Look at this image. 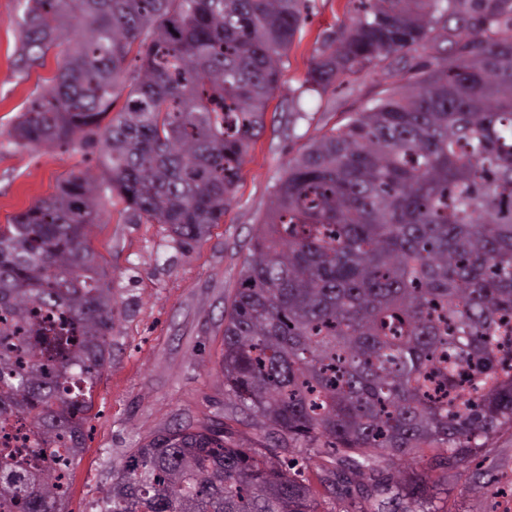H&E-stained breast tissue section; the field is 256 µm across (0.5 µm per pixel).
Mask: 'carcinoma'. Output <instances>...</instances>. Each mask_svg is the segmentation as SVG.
I'll list each match as a JSON object with an SVG mask.
<instances>
[{
  "instance_id": "carcinoma-1",
  "label": "carcinoma",
  "mask_w": 512,
  "mask_h": 512,
  "mask_svg": "<svg viewBox=\"0 0 512 512\" xmlns=\"http://www.w3.org/2000/svg\"><path fill=\"white\" fill-rule=\"evenodd\" d=\"M304 3L22 0L15 70L67 47L12 141L89 131L103 172L69 175L0 225V426L34 436L29 453L0 451L16 512H66L111 362V280L89 228L114 198L186 249L223 222ZM428 44L437 55L404 63ZM387 62L398 80L275 182L224 298L221 372L282 452L322 441L341 455L345 489L382 458L399 466L367 491L370 512H439L434 471L512 427V0H366L302 88L321 97ZM428 451V467L405 465ZM96 509L321 512V497L224 425L189 422L130 449Z\"/></svg>"
}]
</instances>
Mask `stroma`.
<instances>
[{"label": "stroma", "instance_id": "1", "mask_svg": "<svg viewBox=\"0 0 512 512\" xmlns=\"http://www.w3.org/2000/svg\"><path fill=\"white\" fill-rule=\"evenodd\" d=\"M309 17L283 58L280 87L270 101L267 128L251 145L236 198L209 235L184 250L166 225L133 224L119 200L108 203L89 240L112 278L116 312L112 363L94 389L87 448L74 470L67 512H93L109 484L107 472L129 449L174 424L221 422L246 448L271 451V430L257 417L235 412L224 394V298L236 288L251 228L265 212L270 192L289 158L322 129L344 123L384 84L362 74L312 102L294 130L280 132L326 34L354 14L351 0H310ZM20 0H0V225L56 190L69 174H98L91 149L80 144L36 148L12 143L9 133L29 101L55 76L62 49L43 66L18 76L12 65ZM492 482L473 488L477 473ZM444 512H512V429L503 428L478 455L448 477Z\"/></svg>", "mask_w": 512, "mask_h": 512}]
</instances>
